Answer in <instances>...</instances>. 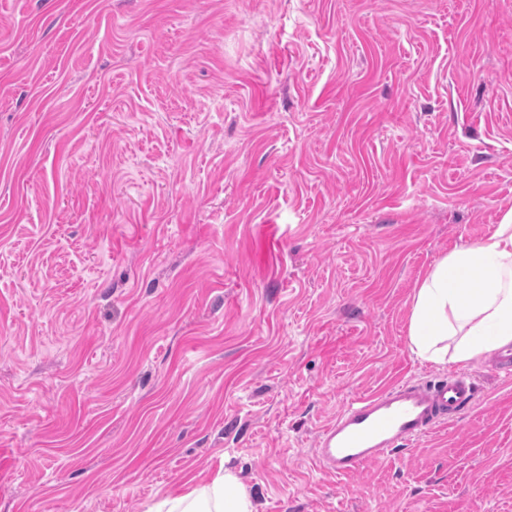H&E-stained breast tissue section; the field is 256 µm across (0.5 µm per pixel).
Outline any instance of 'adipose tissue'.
Masks as SVG:
<instances>
[{
    "instance_id": "adipose-tissue-1",
    "label": "adipose tissue",
    "mask_w": 512,
    "mask_h": 512,
    "mask_svg": "<svg viewBox=\"0 0 512 512\" xmlns=\"http://www.w3.org/2000/svg\"><path fill=\"white\" fill-rule=\"evenodd\" d=\"M409 349L420 361L469 367L512 344V208L490 234L443 255L418 282ZM146 512H255L251 493L219 468L208 481L162 496Z\"/></svg>"
}]
</instances>
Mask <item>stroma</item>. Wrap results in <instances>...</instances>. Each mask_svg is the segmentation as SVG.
<instances>
[{"mask_svg":"<svg viewBox=\"0 0 512 512\" xmlns=\"http://www.w3.org/2000/svg\"><path fill=\"white\" fill-rule=\"evenodd\" d=\"M512 208V0H0V512H512V376L337 479L416 283ZM146 512H255L251 493L221 467L208 481L181 494L162 496Z\"/></svg>","mask_w":512,"mask_h":512,"instance_id":"stroma-1","label":"stroma"}]
</instances>
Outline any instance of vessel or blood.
I'll return each mask as SVG.
<instances>
[{
	"mask_svg": "<svg viewBox=\"0 0 512 512\" xmlns=\"http://www.w3.org/2000/svg\"><path fill=\"white\" fill-rule=\"evenodd\" d=\"M468 377L401 381L353 399L321 430L313 460L326 475L348 478L385 453L454 422L475 399Z\"/></svg>",
	"mask_w": 512,
	"mask_h": 512,
	"instance_id": "obj_1",
	"label": "vessel or blood"
}]
</instances>
